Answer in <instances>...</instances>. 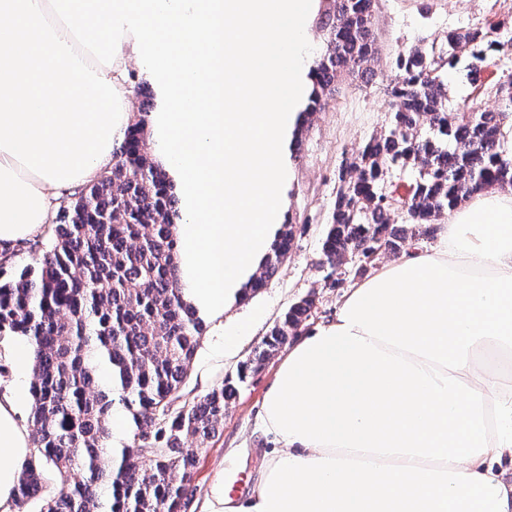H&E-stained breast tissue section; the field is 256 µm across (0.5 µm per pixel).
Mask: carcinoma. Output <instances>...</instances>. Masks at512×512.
Wrapping results in <instances>:
<instances>
[{"instance_id": "carcinoma-1", "label": "carcinoma", "mask_w": 512, "mask_h": 512, "mask_svg": "<svg viewBox=\"0 0 512 512\" xmlns=\"http://www.w3.org/2000/svg\"><path fill=\"white\" fill-rule=\"evenodd\" d=\"M374 0H326L319 13L325 53L310 68L305 108H322L326 91L345 73L378 76ZM505 44L479 28L448 33L446 56L414 46L397 55L389 80V129L370 138L338 170L335 208L322 243L321 266L338 285V270L357 271L408 240L437 235L438 218L473 192L512 187V158L500 145L502 112L448 110L440 75L457 54L482 62ZM418 178L404 199L389 190L394 171ZM403 210L400 222L393 214ZM178 199L154 161L143 114L125 130L112 170L75 193L48 250L19 279L0 284V335H19L33 348V447L22 465L15 505L38 512H187L202 448L224 426L234 394L227 380L205 396L181 401V389L202 319L179 283ZM286 224L249 291L278 270L291 249ZM313 299L285 311L239 381L282 349L308 317ZM111 368L101 388L100 368ZM131 412L133 446L112 448L113 395ZM59 487L47 490L46 471Z\"/></svg>"}]
</instances>
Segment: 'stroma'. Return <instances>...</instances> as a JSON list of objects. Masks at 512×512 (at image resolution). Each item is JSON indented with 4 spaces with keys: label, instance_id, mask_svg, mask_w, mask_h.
<instances>
[{
    "label": "stroma",
    "instance_id": "1",
    "mask_svg": "<svg viewBox=\"0 0 512 512\" xmlns=\"http://www.w3.org/2000/svg\"><path fill=\"white\" fill-rule=\"evenodd\" d=\"M469 27L493 29L494 39L512 42V0H374L378 67L385 77L367 83L355 75L343 76L322 110L304 114L298 146L288 152L290 181L284 186L283 221L294 227L293 246L264 288L228 304L221 319L204 320L183 388L184 400L202 397L225 380H236L240 366L258 350L274 321L299 299L314 300L299 335H307L335 315L346 291L360 279L355 265L348 264L342 269L341 286L333 287L320 265L341 162L386 130L389 99L384 80L396 74L397 53L421 44L443 50L450 32ZM442 73L454 105L499 110L496 88L512 75V49L481 63L470 54H460L453 67L443 68ZM238 322L249 323L250 330L236 355L217 356L215 343L222 327ZM281 360V354L270 356L261 369L239 383L225 410L223 430L198 449L189 512H203L213 484L223 476L232 479L234 489H245L250 495L256 491L259 465L268 448L258 413Z\"/></svg>",
    "mask_w": 512,
    "mask_h": 512
}]
</instances>
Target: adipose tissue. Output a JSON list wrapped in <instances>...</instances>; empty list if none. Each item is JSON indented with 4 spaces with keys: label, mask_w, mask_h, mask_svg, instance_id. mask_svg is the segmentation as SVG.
Segmentation results:
<instances>
[{
    "label": "adipose tissue",
    "mask_w": 512,
    "mask_h": 512,
    "mask_svg": "<svg viewBox=\"0 0 512 512\" xmlns=\"http://www.w3.org/2000/svg\"><path fill=\"white\" fill-rule=\"evenodd\" d=\"M318 0H0V253L110 171L126 74L156 92V157L184 222L180 282L217 318L282 230L283 160L312 82ZM290 347L258 414L254 496L205 512H512V188L476 191ZM0 395V512L31 448Z\"/></svg>",
    "instance_id": "ef3b65f1"
}]
</instances>
